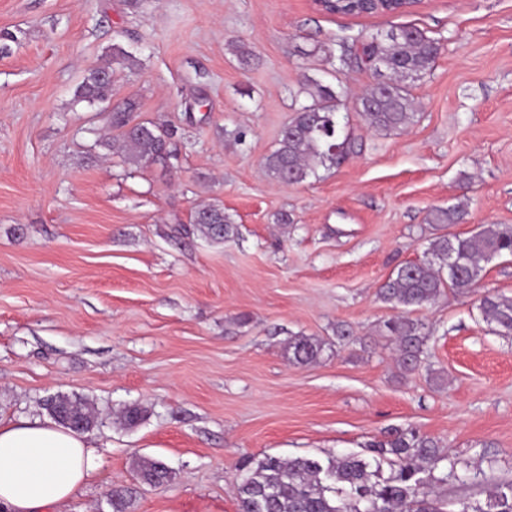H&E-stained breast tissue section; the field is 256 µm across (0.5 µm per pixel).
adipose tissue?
I'll return each instance as SVG.
<instances>
[{"mask_svg": "<svg viewBox=\"0 0 512 512\" xmlns=\"http://www.w3.org/2000/svg\"><path fill=\"white\" fill-rule=\"evenodd\" d=\"M99 468L100 457L85 434L29 419L0 423L5 512H60Z\"/></svg>", "mask_w": 512, "mask_h": 512, "instance_id": "obj_1", "label": "adipose tissue"}]
</instances>
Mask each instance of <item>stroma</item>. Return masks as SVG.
<instances>
[{"mask_svg": "<svg viewBox=\"0 0 512 512\" xmlns=\"http://www.w3.org/2000/svg\"><path fill=\"white\" fill-rule=\"evenodd\" d=\"M394 25L442 49L414 84V122L382 132L355 105L371 73L334 74L329 54ZM116 46L136 63L116 68L112 110L174 129L171 171L114 155L109 112L75 99ZM307 76L340 82L356 147L286 185L264 159ZM214 201L237 228L221 244L188 229ZM457 204L448 233L512 225V0L362 16L312 0H0V422L48 421L58 394L97 411L101 475L65 512H110L115 487L130 512H237L241 462L362 454L393 428L470 463L475 478L441 493L484 500L486 477L512 479V336L478 306L512 296V256L416 311L430 351L407 378L378 332L396 313L381 284L425 258L428 212ZM294 336L322 341V358L289 360ZM132 406L144 416L129 427ZM144 458L169 467L166 485L138 479Z\"/></svg>", "mask_w": 512, "mask_h": 512, "instance_id": "stroma-1", "label": "stroma"}]
</instances>
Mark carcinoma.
I'll use <instances>...</instances> for the list:
<instances>
[{
    "label": "carcinoma",
    "instance_id": "cac0c4a2",
    "mask_svg": "<svg viewBox=\"0 0 512 512\" xmlns=\"http://www.w3.org/2000/svg\"><path fill=\"white\" fill-rule=\"evenodd\" d=\"M329 13L371 15L375 6L337 0ZM440 51L438 40L414 26L364 33L358 46L345 49L339 57L340 67L368 69L374 79L357 101L364 121L386 132L407 128L415 116L410 87L432 69ZM134 62L128 52L112 48L111 56L89 69L76 90L77 99L91 106L109 101L112 83L105 81L104 75L113 72L116 64L131 66ZM303 92L308 103L296 111L282 130L277 147L264 160L266 172L286 185L319 178V168L355 147L351 138L338 140L336 112L341 92L312 77L304 79ZM133 110L129 104L112 112V128L118 131L112 148L136 166L152 164L167 169L175 165L178 153L169 146L168 130L151 121L133 122ZM463 215L458 206L434 209L429 220L445 229ZM191 224L214 243L234 235L233 222L219 204L196 207ZM428 254L431 258L427 260L396 268L380 288L381 298L400 309L383 323L381 333L397 342L398 364L405 373L420 368L430 340L425 324L409 314L434 304L446 288L463 292L476 287L483 271L481 262L512 256V226L493 224L470 236L443 233L431 241ZM479 309L501 335H512V297L487 294ZM288 353L298 364L316 362L323 354V344L297 336L288 343ZM46 409L63 418L75 416L89 430L96 426L93 407L82 399L57 396ZM367 452L366 456L349 454L325 462L309 456L284 459L271 455L255 463L247 461L241 466L237 488L238 512H450L448 499L428 485L444 484L450 478L461 481L469 472L468 464L449 458L437 440L412 429L391 430L370 444ZM385 463L391 468L387 477L381 474ZM137 475L154 486L170 478L163 462L151 459L137 462ZM456 505V512H512V482L491 484L483 504L461 499Z\"/></svg>",
    "mask_w": 512,
    "mask_h": 512
}]
</instances>
